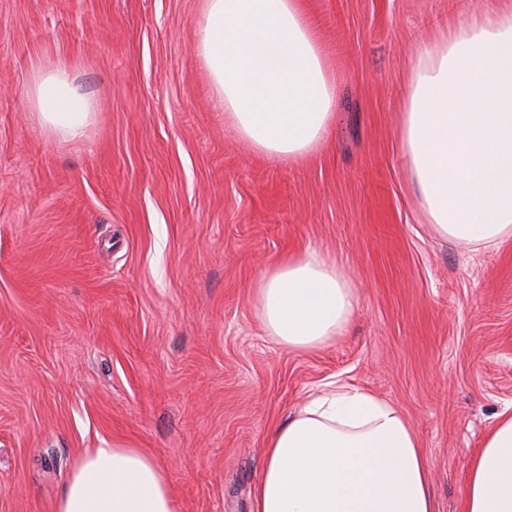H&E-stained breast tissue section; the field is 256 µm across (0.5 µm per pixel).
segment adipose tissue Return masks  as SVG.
Masks as SVG:
<instances>
[{
  "label": "adipose tissue",
  "mask_w": 512,
  "mask_h": 512,
  "mask_svg": "<svg viewBox=\"0 0 512 512\" xmlns=\"http://www.w3.org/2000/svg\"><path fill=\"white\" fill-rule=\"evenodd\" d=\"M194 49L215 102L251 152L290 162L325 143L336 110L326 47L303 0H204ZM30 107L66 140L83 138L91 101L66 63L34 72ZM399 150L425 223L475 252L512 238V0L474 10L418 43ZM257 308L291 350L318 348L351 322L357 296L314 247L266 269ZM252 512H433L426 454L410 423L370 392L339 385L265 438ZM56 512H175L163 469L116 442L79 456ZM464 512H512V412L473 457Z\"/></svg>",
  "instance_id": "1"
}]
</instances>
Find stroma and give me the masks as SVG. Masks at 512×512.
I'll list each match as a JSON object with an SVG mask.
<instances>
[{
  "label": "stroma",
  "mask_w": 512,
  "mask_h": 512,
  "mask_svg": "<svg viewBox=\"0 0 512 512\" xmlns=\"http://www.w3.org/2000/svg\"><path fill=\"white\" fill-rule=\"evenodd\" d=\"M491 0H306L336 79L324 148L252 154L194 51L202 0H0V512H55L84 449L131 444L177 512H251L263 444L333 382L399 407L436 512L512 412V239L473 252L420 223L398 149L418 41ZM95 119L51 136L38 69ZM316 247L350 279L347 332L268 336L262 271ZM67 64L34 72L29 88L30 107L54 135L66 140L84 137L92 118L91 101L68 79Z\"/></svg>",
  "instance_id": "35a3bbf8"
}]
</instances>
